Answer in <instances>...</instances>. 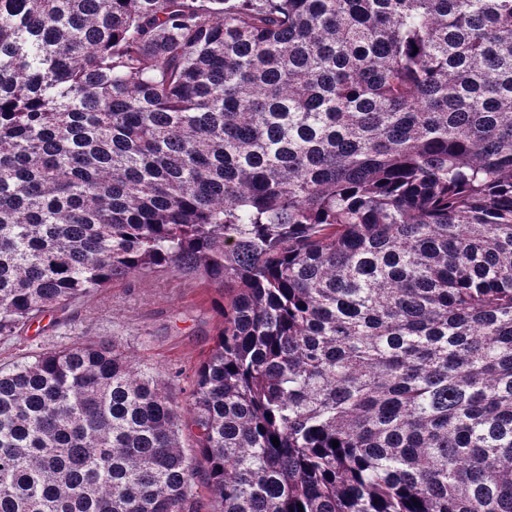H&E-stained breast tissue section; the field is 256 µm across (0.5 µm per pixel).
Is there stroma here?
<instances>
[{"mask_svg": "<svg viewBox=\"0 0 512 512\" xmlns=\"http://www.w3.org/2000/svg\"><path fill=\"white\" fill-rule=\"evenodd\" d=\"M74 318L49 323L41 332L0 339V365L27 360L41 348L66 345L88 336L116 339L129 347L141 367L180 372L173 392L188 379L212 344L219 317L208 296L193 280L144 273L113 283L97 297L77 302Z\"/></svg>", "mask_w": 512, "mask_h": 512, "instance_id": "35a3bbf8", "label": "stroma"}]
</instances>
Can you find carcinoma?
Masks as SVG:
<instances>
[{
  "label": "carcinoma",
  "mask_w": 512,
  "mask_h": 512,
  "mask_svg": "<svg viewBox=\"0 0 512 512\" xmlns=\"http://www.w3.org/2000/svg\"><path fill=\"white\" fill-rule=\"evenodd\" d=\"M146 271L184 397L0 368V512H512V0H0V339Z\"/></svg>",
  "instance_id": "1"
}]
</instances>
